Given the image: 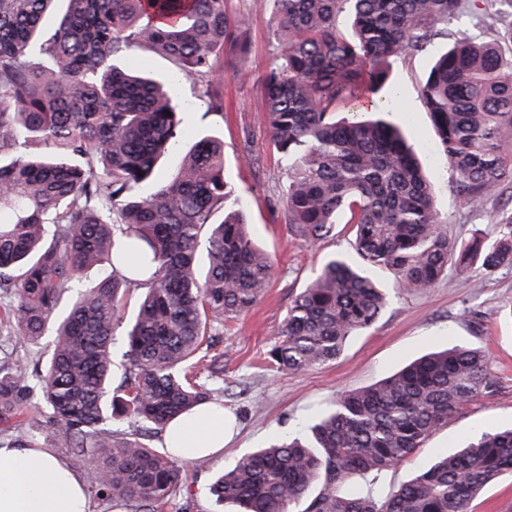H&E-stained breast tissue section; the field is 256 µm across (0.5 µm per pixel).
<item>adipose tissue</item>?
Segmentation results:
<instances>
[{"label": "adipose tissue", "instance_id": "1", "mask_svg": "<svg viewBox=\"0 0 512 512\" xmlns=\"http://www.w3.org/2000/svg\"><path fill=\"white\" fill-rule=\"evenodd\" d=\"M235 420L206 403L163 431L166 447L183 461L220 454ZM0 512H92L83 479L51 449L0 443Z\"/></svg>", "mask_w": 512, "mask_h": 512}]
</instances>
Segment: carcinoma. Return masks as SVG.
Masks as SVG:
<instances>
[{
  "instance_id": "obj_1",
  "label": "carcinoma",
  "mask_w": 512,
  "mask_h": 512,
  "mask_svg": "<svg viewBox=\"0 0 512 512\" xmlns=\"http://www.w3.org/2000/svg\"><path fill=\"white\" fill-rule=\"evenodd\" d=\"M274 2L278 51L261 94L288 180V223L316 244L346 215L361 261L329 256L295 291L268 359L301 372L335 361L349 336L378 321L388 296L375 270L399 291H425L450 266L512 267V209L499 212L495 239L449 241L430 176L378 97L390 60L425 50L464 0ZM342 14L349 33L338 29ZM247 27L228 0H0V292L18 336L50 337L43 370L0 362V422L39 399L47 433L94 463L96 493L136 512L171 506L179 459L147 436L217 401L191 365L224 370L206 336L265 295L274 263L247 230L219 138L198 139L162 173L187 129L178 82L121 59L167 57L222 110L213 75L244 52ZM421 95L466 202L481 208L511 187L512 23L492 40L455 41ZM364 96L376 116L358 117ZM341 105L352 117L336 119ZM133 290L143 297L115 386L113 333ZM491 385L484 351L428 353L337 398L305 430L238 456L210 494L237 512H294L302 501V512H468L512 473V429L482 433L385 492L346 483L399 466ZM115 422L128 423L121 437Z\"/></svg>"
}]
</instances>
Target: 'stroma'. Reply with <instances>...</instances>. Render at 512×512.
I'll list each match as a JSON object with an SVG mask.
<instances>
[{
	"mask_svg": "<svg viewBox=\"0 0 512 512\" xmlns=\"http://www.w3.org/2000/svg\"><path fill=\"white\" fill-rule=\"evenodd\" d=\"M231 4L249 17L248 50L224 62L223 110H213L195 86L182 83L179 98L187 109L189 135L180 148L188 150L204 136L223 140L224 171L240 189L253 234L272 256L275 270L264 298L213 335L214 353L224 356V376L210 380L209 385L220 389V402L236 415L240 432L221 455L183 462L176 512H225L209 488L235 457L274 437L298 432L337 396L371 386L432 350L466 344L485 351L493 386L432 433L405 463L382 475L380 486L410 479L480 433L512 427V321L506 317L512 309L509 267L491 275L477 264L465 272L452 269L430 290L392 295L380 320L350 337L342 355L329 365L287 373L267 361L296 289L323 257L334 253L353 256L352 230L350 225H337L333 237L309 246L287 224L281 203L286 175L266 144L260 91V79L277 48L272 23L275 6L273 0H231ZM501 10L500 0H474L468 14L443 26L426 50L393 61L389 69L388 85L395 90L390 119L402 129L429 172L437 202L448 217V236L460 245L476 233L495 236L496 214L503 204L494 200L475 210L457 193L438 151L421 86L435 56L459 36L495 38ZM17 356L46 364L49 342L44 339L30 345L22 341L0 307V358Z\"/></svg>",
	"mask_w": 512,
	"mask_h": 512,
	"instance_id": "35a3bbf8",
	"label": "stroma"
}]
</instances>
